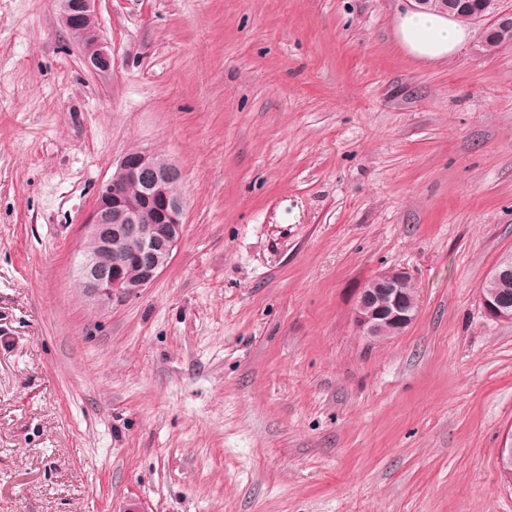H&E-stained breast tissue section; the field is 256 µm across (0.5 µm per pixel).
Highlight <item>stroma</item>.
<instances>
[{"instance_id": "35a3bbf8", "label": "stroma", "mask_w": 512, "mask_h": 512, "mask_svg": "<svg viewBox=\"0 0 512 512\" xmlns=\"http://www.w3.org/2000/svg\"><path fill=\"white\" fill-rule=\"evenodd\" d=\"M413 0H0V512H512V47L409 56ZM183 171L184 233L104 308L72 268L129 150ZM417 319L371 343L360 288ZM60 18L71 38L76 42L80 38L78 29L81 27V39L78 42L82 49L83 59L92 71L105 72L112 68V56L101 42L96 24V0H60ZM409 280L412 277L405 271L385 269L360 288L352 314L360 336L370 342L384 341L400 335L415 321L419 301L404 300L405 292L410 297L418 295L415 283L405 288ZM484 287L495 293L487 294L485 290L480 289V303L485 315L497 321H512V279L510 283L497 285L495 288L492 282H486Z\"/></svg>"}]
</instances>
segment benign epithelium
Instances as JSON below:
<instances>
[{"label": "benign epithelium", "mask_w": 512, "mask_h": 512, "mask_svg": "<svg viewBox=\"0 0 512 512\" xmlns=\"http://www.w3.org/2000/svg\"><path fill=\"white\" fill-rule=\"evenodd\" d=\"M62 25L81 27L79 45L92 71L112 69V55L101 42L96 24V0H59ZM486 16L503 27L512 26V13L499 0H485ZM182 180V170L167 157L143 150L126 152L111 178L103 184L80 236V263L76 269L82 292L98 303L132 299L150 286L168 266L183 237L184 198L171 190ZM126 239L134 248L123 255L112 252V241ZM139 268L129 279L125 269ZM411 276L385 269L360 289L353 309L356 331L370 342L400 335L418 317L419 301L404 300ZM485 315L512 321V310L496 295L479 292ZM499 470L512 484V442L500 449Z\"/></svg>", "instance_id": "benign-epithelium-1"}]
</instances>
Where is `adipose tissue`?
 I'll return each instance as SVG.
<instances>
[{
	"mask_svg": "<svg viewBox=\"0 0 512 512\" xmlns=\"http://www.w3.org/2000/svg\"><path fill=\"white\" fill-rule=\"evenodd\" d=\"M401 46L423 62L447 59L464 42V24L434 9H411L396 20Z\"/></svg>",
	"mask_w": 512,
	"mask_h": 512,
	"instance_id": "adipose-tissue-1",
	"label": "adipose tissue"
}]
</instances>
